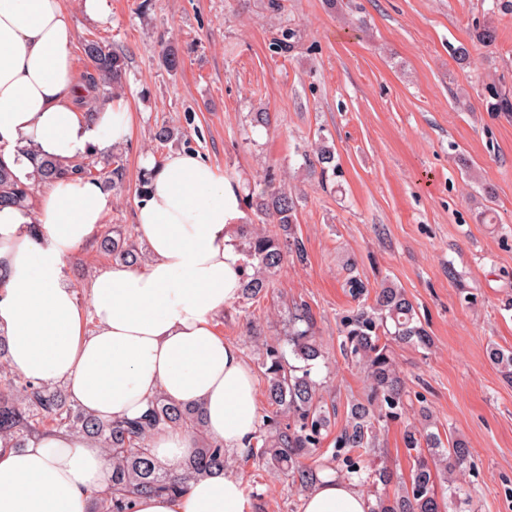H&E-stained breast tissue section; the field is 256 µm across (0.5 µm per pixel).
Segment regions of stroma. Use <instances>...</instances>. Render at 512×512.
<instances>
[{
  "label": "stroma",
  "instance_id": "stroma-1",
  "mask_svg": "<svg viewBox=\"0 0 512 512\" xmlns=\"http://www.w3.org/2000/svg\"><path fill=\"white\" fill-rule=\"evenodd\" d=\"M66 0L76 37H94L127 59L120 95L134 130L120 147L126 177L111 189L102 230L136 232L141 160L175 151L201 154L224 174L254 184L273 169L299 198L297 230L307 259L288 260L260 303L225 308L215 329L234 343L262 381L261 354L281 337L293 303L310 307L327 358L312 376L335 405L323 451H331L351 400L364 394L359 368L336 345L354 305L345 258L370 286L403 288L433 343L392 344L412 408L427 404L440 433L464 438L460 477L475 512H512V383L489 350H512V113L487 111L480 92H512V13L492 0H109L90 19ZM492 25L494 43L474 38ZM295 31L288 52L270 44ZM466 46L467 63L454 48ZM177 50L178 71L162 54ZM265 112L257 126L250 115ZM184 140L161 147L157 126ZM325 136L342 171L320 186L302 153ZM113 265L98 238L65 260L79 302L88 282ZM404 423L382 428L374 455L401 480L411 459ZM251 512H301L306 489L237 457Z\"/></svg>",
  "mask_w": 512,
  "mask_h": 512
}]
</instances>
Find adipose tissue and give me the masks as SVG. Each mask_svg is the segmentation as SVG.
Listing matches in <instances>:
<instances>
[{
	"label": "adipose tissue",
	"mask_w": 512,
	"mask_h": 512,
	"mask_svg": "<svg viewBox=\"0 0 512 512\" xmlns=\"http://www.w3.org/2000/svg\"><path fill=\"white\" fill-rule=\"evenodd\" d=\"M74 31L63 0H0V159L36 181L27 147L66 163L125 144L133 114L112 102L86 122L77 100ZM150 179L136 201L137 229L150 258L117 265L87 286L80 304L65 279L66 256L93 236L112 199L101 183L60 181L35 208H0V335L9 370L58 384L104 422L140 416L157 393L203 408L212 440L246 448L259 424L256 388L235 344L215 319L243 285L235 236L245 192L201 155L145 158ZM193 437L154 434V457L179 469ZM112 483L105 452L91 440L44 433L26 447L0 444V512H90L93 492ZM352 483L324 477L303 512H369ZM134 512H250L241 480L217 472L178 496L142 495Z\"/></svg>",
	"instance_id": "ef3b65f1"
}]
</instances>
